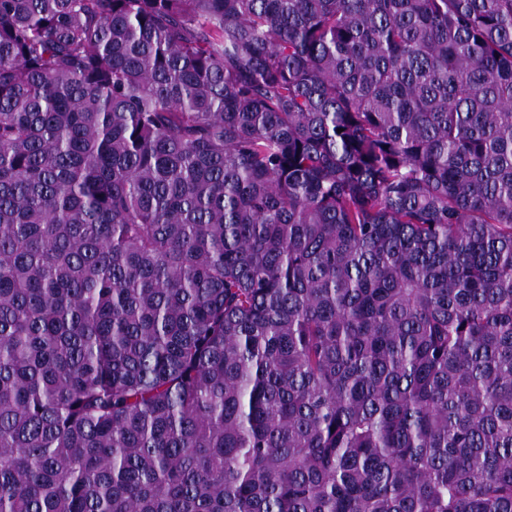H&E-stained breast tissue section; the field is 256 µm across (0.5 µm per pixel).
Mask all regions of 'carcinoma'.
<instances>
[{"label":"carcinoma","mask_w":512,"mask_h":512,"mask_svg":"<svg viewBox=\"0 0 512 512\" xmlns=\"http://www.w3.org/2000/svg\"><path fill=\"white\" fill-rule=\"evenodd\" d=\"M0 512H512V0H0Z\"/></svg>","instance_id":"cac0c4a2"}]
</instances>
